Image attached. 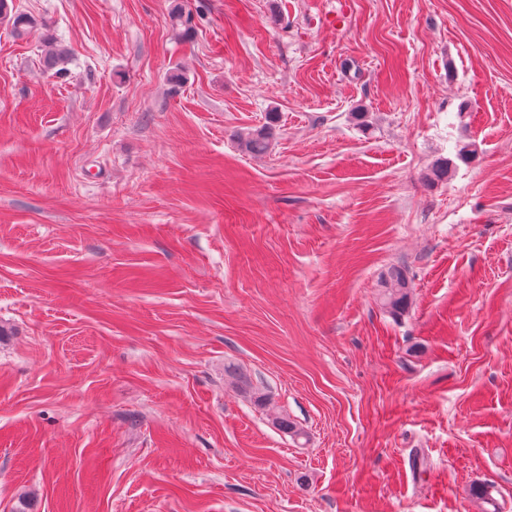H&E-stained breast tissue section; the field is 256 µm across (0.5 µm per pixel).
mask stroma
I'll return each mask as SVG.
<instances>
[{
    "label": "stroma",
    "mask_w": 512,
    "mask_h": 512,
    "mask_svg": "<svg viewBox=\"0 0 512 512\" xmlns=\"http://www.w3.org/2000/svg\"><path fill=\"white\" fill-rule=\"evenodd\" d=\"M14 5L0 512H512V0ZM271 136L272 130L270 127H261L240 136L238 143L240 148L246 152H262L267 149ZM378 300L381 307L390 315H402L408 307L411 290V280L399 267H391L381 275L377 283Z\"/></svg>",
    "instance_id": "1"
}]
</instances>
